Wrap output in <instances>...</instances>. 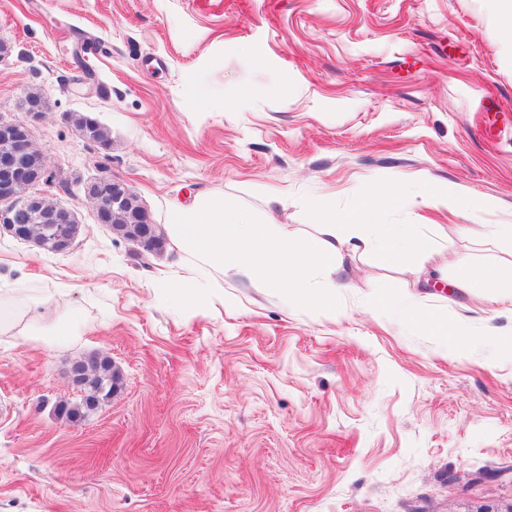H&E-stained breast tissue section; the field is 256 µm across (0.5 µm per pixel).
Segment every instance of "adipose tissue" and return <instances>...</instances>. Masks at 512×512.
Instances as JSON below:
<instances>
[{
  "label": "adipose tissue",
  "mask_w": 512,
  "mask_h": 512,
  "mask_svg": "<svg viewBox=\"0 0 512 512\" xmlns=\"http://www.w3.org/2000/svg\"><path fill=\"white\" fill-rule=\"evenodd\" d=\"M403 202L399 188L384 185L366 190L345 216L315 205L311 216L317 233L292 241L274 225L252 221L226 210L223 201L202 196L191 205L174 207L166 230L185 260L180 286L197 299L206 296L202 281L229 266L268 286L287 287L289 304L309 302L332 313L343 286L344 253L367 244L379 264L398 259L403 271L415 274L421 271V260L434 253V240L415 225L379 223L381 212L398 209ZM451 264L458 275L449 280L450 288L497 302L512 301V259L477 265L467 255L457 254ZM51 299L48 293L32 299L29 317L15 329L47 348H64L82 334L83 320L77 313L53 310ZM409 314L428 335L455 342L459 357L468 355L473 337L467 324L419 304Z\"/></svg>",
  "instance_id": "obj_1"
}]
</instances>
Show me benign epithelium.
Listing matches in <instances>:
<instances>
[{
  "label": "benign epithelium",
  "instance_id": "1",
  "mask_svg": "<svg viewBox=\"0 0 512 512\" xmlns=\"http://www.w3.org/2000/svg\"><path fill=\"white\" fill-rule=\"evenodd\" d=\"M44 109L43 103L31 107L26 121L0 119V138L11 143V149L0 152V231L18 240L25 239L28 227L26 216L34 209H41L58 251L68 253L74 244L73 230L79 227L75 210L63 203L49 202L40 193L26 202L15 200L11 193L13 185L20 180L30 179L38 187L51 181L48 166L36 171L28 165L29 155L36 151L34 128L45 117ZM128 192L130 188L127 184L110 176L94 177L83 185L84 196L95 205L97 222L100 224L105 223L108 215L123 205ZM132 222L141 225V235L136 243L145 248L155 246V224L149 212L140 209L132 216Z\"/></svg>",
  "mask_w": 512,
  "mask_h": 512
}]
</instances>
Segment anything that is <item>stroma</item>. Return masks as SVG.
Here are the masks:
<instances>
[{
	"instance_id": "35a3bbf8",
	"label": "stroma",
	"mask_w": 512,
	"mask_h": 512,
	"mask_svg": "<svg viewBox=\"0 0 512 512\" xmlns=\"http://www.w3.org/2000/svg\"><path fill=\"white\" fill-rule=\"evenodd\" d=\"M504 21L498 0H0V117L41 90L43 191L80 223L61 254L0 234V279L85 322L60 352L0 334V512H512V306L367 250L345 256L333 315L231 270L179 305L180 254L116 237L81 194L113 176L161 227L210 193L300 237L313 203L394 184L406 200L379 221L419 225L433 264L508 257L454 230L512 219ZM80 33L104 54L76 53ZM424 181L492 205L429 207ZM408 295L477 333L466 358L407 320ZM94 355L120 382L69 420L70 367Z\"/></svg>"
}]
</instances>
